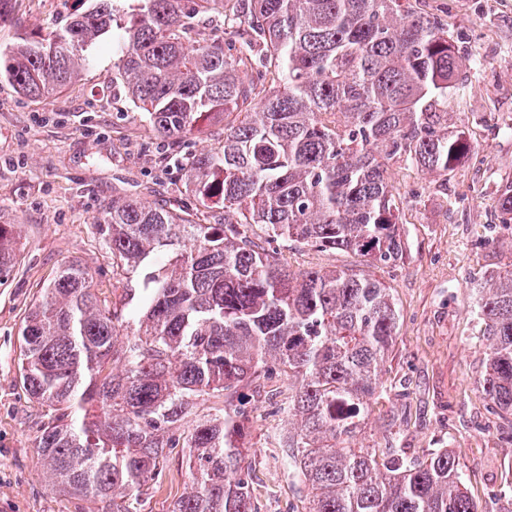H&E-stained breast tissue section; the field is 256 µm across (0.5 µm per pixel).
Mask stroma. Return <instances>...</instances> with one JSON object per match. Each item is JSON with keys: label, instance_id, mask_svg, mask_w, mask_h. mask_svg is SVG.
I'll list each match as a JSON object with an SVG mask.
<instances>
[{"label": "stroma", "instance_id": "35a3bbf8", "mask_svg": "<svg viewBox=\"0 0 512 512\" xmlns=\"http://www.w3.org/2000/svg\"><path fill=\"white\" fill-rule=\"evenodd\" d=\"M92 0H16L0 21V49L19 37H48ZM447 26L456 48L479 57L463 66L448 92V123L464 131L471 150L447 181L395 162L389 182L407 234L405 258L375 268L400 308L395 345L384 364L373 410L358 443L395 447L411 460L439 449L458 460L479 512H512V423L486 399L480 382L486 355L471 289L474 280L512 270V225L499 210L512 182V0H419ZM222 125L171 147L156 139L140 112L112 89V50L45 101L0 79V224L14 225L21 261L0 286V512H80V501L43 478L34 439L44 410L22 388L17 372L20 327L30 306L66 262L86 263L98 279L112 276V256L94 228L115 197L197 205L174 159L209 150ZM293 271L310 267L365 269L345 251L288 246ZM287 376L267 383L247 403L243 444L254 472L258 512H306L308 490L288 449ZM163 488L141 512H168L189 484L185 458L170 457Z\"/></svg>", "mask_w": 512, "mask_h": 512}]
</instances>
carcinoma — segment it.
I'll use <instances>...</instances> for the list:
<instances>
[{
	"mask_svg": "<svg viewBox=\"0 0 512 512\" xmlns=\"http://www.w3.org/2000/svg\"><path fill=\"white\" fill-rule=\"evenodd\" d=\"M400 0H96L48 39L0 52V76L48 99L112 41V86L172 145L224 123L184 158L187 187L224 223L112 199L95 221L112 254L107 296L73 261L23 319L18 371L48 420L35 438L51 487L106 512H140L185 450L190 491L170 512H258L240 441L247 400L282 373L308 512H477L443 449L412 463L354 443L372 411L400 311L391 288L345 269L294 273L282 241L403 260L390 160L448 185L469 151L448 128L466 58L442 25ZM204 14L222 34L202 37ZM255 71L244 82L238 72ZM20 259L0 224V285ZM483 392L512 418V272L477 283ZM215 400L214 412L198 414Z\"/></svg>",
	"mask_w": 512,
	"mask_h": 512,
	"instance_id": "cac0c4a2",
	"label": "carcinoma"
}]
</instances>
